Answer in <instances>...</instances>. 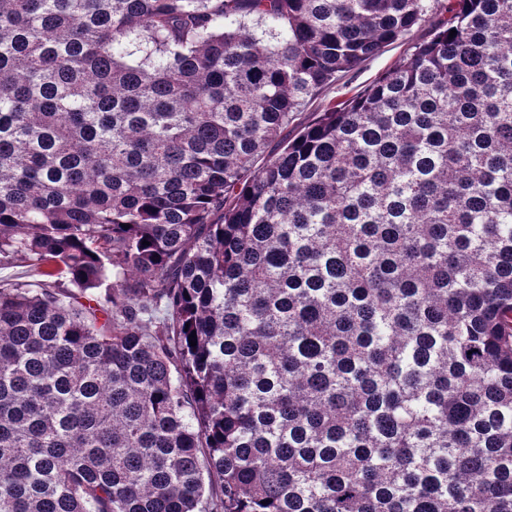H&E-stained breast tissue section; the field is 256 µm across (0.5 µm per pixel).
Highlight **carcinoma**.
Segmentation results:
<instances>
[{
	"label": "carcinoma",
	"instance_id": "cac0c4a2",
	"mask_svg": "<svg viewBox=\"0 0 512 512\" xmlns=\"http://www.w3.org/2000/svg\"><path fill=\"white\" fill-rule=\"evenodd\" d=\"M446 11L0 0V512H512V0ZM430 24L415 26L403 39L383 48L377 55L365 61L358 69L340 77L335 83L322 89L302 111L301 120L312 112H321L329 102H340L362 93L380 78L388 75L400 60L414 50V46L432 37ZM34 280L35 272L30 263L20 257L14 258L9 263L0 266V280Z\"/></svg>",
	"mask_w": 512,
	"mask_h": 512
}]
</instances>
